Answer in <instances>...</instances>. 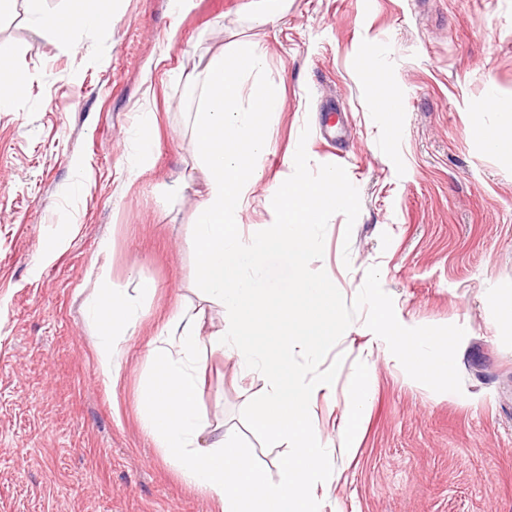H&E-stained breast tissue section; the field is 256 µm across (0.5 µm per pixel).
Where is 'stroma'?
<instances>
[{
    "instance_id": "1",
    "label": "stroma",
    "mask_w": 512,
    "mask_h": 512,
    "mask_svg": "<svg viewBox=\"0 0 512 512\" xmlns=\"http://www.w3.org/2000/svg\"><path fill=\"white\" fill-rule=\"evenodd\" d=\"M270 6L190 0L177 13L171 0H112L111 20L70 46L32 28L25 0L0 15V51L27 78L0 112V512H219L146 432L139 390L177 312L201 309L208 331L224 323L194 290L198 91L177 76L207 49L244 42L266 52L245 87L283 99L244 233L278 222L270 191L297 172H333L352 189L307 266L342 301L321 362L336 384L314 407L323 435L336 437L361 370L370 385L356 447L327 465L322 512H512V324L496 312L512 295V155L486 149L497 113L475 109L490 92L512 102V0H287L256 25ZM370 56L403 102L396 118L377 109ZM144 112L156 116L153 154L132 177ZM143 281L153 294L140 296ZM112 288L139 298L142 315L107 385L82 304ZM376 304L400 331L452 332L447 383L410 374ZM197 362L200 408L277 478L289 447L250 424L264 378L239 379L208 348Z\"/></svg>"
}]
</instances>
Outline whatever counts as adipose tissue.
I'll use <instances>...</instances> for the list:
<instances>
[{
  "label": "adipose tissue",
  "instance_id": "1",
  "mask_svg": "<svg viewBox=\"0 0 512 512\" xmlns=\"http://www.w3.org/2000/svg\"><path fill=\"white\" fill-rule=\"evenodd\" d=\"M26 2L30 24L66 42L76 31L108 21L112 4L65 0L63 8L48 13L42 0ZM263 66L264 51L256 43L231 54L213 52L205 61L194 120L195 154L206 176V193L192 215L198 255L194 287L202 299L223 307L225 325L205 334L197 315L182 311L170 319L156 348L158 370L141 386L139 401L150 434L182 480L208 492L220 512H322L318 490L332 450L312 414L319 394L333 388L336 372L313 375L294 367L289 348L297 346L315 361L333 339L308 310L338 314L336 290L326 279L308 278L306 268L320 247L316 226L347 204L351 190L332 172L276 184L271 197L278 223L242 234L240 217L260 179L254 161L268 151V124L282 107L268 87L240 95L243 78ZM282 254L294 276L287 287L277 288L264 269L271 257ZM84 309L95 327L97 370L105 382H114L122 369V342L135 328L140 306L116 290L88 295ZM202 344L235 360L242 375L266 377V392L254 405L251 422L257 431L289 444L288 456L278 464V480H269L249 461L233 431H216L201 411L194 356ZM391 344L423 379L444 380L452 371L447 332L396 331ZM368 398L363 371L349 384L341 449L355 447Z\"/></svg>",
  "mask_w": 512,
  "mask_h": 512
}]
</instances>
